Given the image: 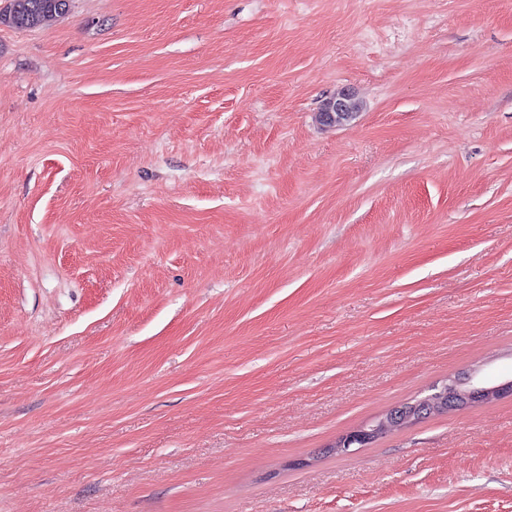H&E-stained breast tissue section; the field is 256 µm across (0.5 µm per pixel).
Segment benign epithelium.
<instances>
[{
    "instance_id": "7a95c632",
    "label": "benign epithelium",
    "mask_w": 512,
    "mask_h": 512,
    "mask_svg": "<svg viewBox=\"0 0 512 512\" xmlns=\"http://www.w3.org/2000/svg\"><path fill=\"white\" fill-rule=\"evenodd\" d=\"M353 94L341 91L327 99L318 112L324 126H340L351 120L355 113L349 111ZM481 369L470 371L448 379L437 391L415 403H405L390 409L377 421L366 424L340 437L332 448L346 453L356 445L372 443L390 428H399L415 422L422 409L433 414L464 410L474 404L512 397V379L491 382L480 376Z\"/></svg>"
}]
</instances>
